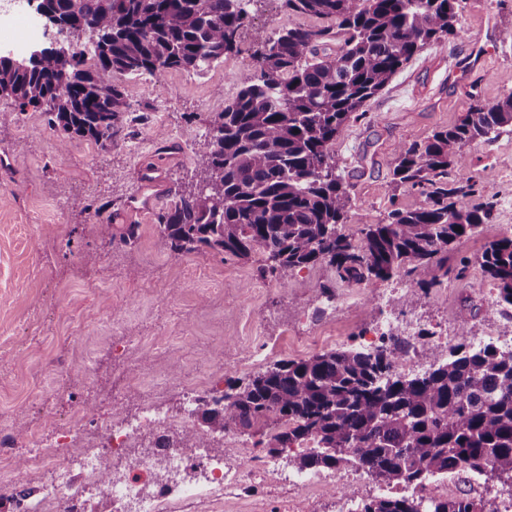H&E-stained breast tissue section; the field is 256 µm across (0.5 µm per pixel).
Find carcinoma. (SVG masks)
Here are the masks:
<instances>
[{
    "instance_id": "obj_1",
    "label": "carcinoma",
    "mask_w": 512,
    "mask_h": 512,
    "mask_svg": "<svg viewBox=\"0 0 512 512\" xmlns=\"http://www.w3.org/2000/svg\"><path fill=\"white\" fill-rule=\"evenodd\" d=\"M255 0H36L71 34L94 30L91 60L54 43L40 55L0 54V98L33 107L69 137L103 146L131 115L115 76L173 69L195 74L240 52ZM312 24L254 32L255 74L213 121L195 151L202 184L157 214L160 246L208 249L240 259L265 255L263 272L284 283L294 270L327 265L334 279L369 284L407 276L427 293L464 278L468 260L448 252L492 220L499 193L468 176L461 150L512 133V92L492 103L471 96L458 122L399 152L394 187L418 192L415 209H392L356 241L341 232L350 195L336 141L351 120L413 57L460 36L463 0H276ZM479 265L500 303L512 308V235L490 242ZM398 345L333 350L282 360L199 407L204 448L232 427L266 438L298 471L368 469L389 486L424 488L464 465L484 483L512 489V351L465 342L412 378L393 375ZM313 448H300L306 439ZM355 512H490L484 498L400 495Z\"/></svg>"
}]
</instances>
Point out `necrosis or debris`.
I'll return each instance as SVG.
<instances>
[{
    "mask_svg": "<svg viewBox=\"0 0 512 512\" xmlns=\"http://www.w3.org/2000/svg\"><path fill=\"white\" fill-rule=\"evenodd\" d=\"M24 23L22 40L10 38L16 23ZM63 32L47 28L34 7V0H0V49L25 53L36 45L63 39ZM380 315L362 341L366 348L389 347L395 338L405 342L399 366L417 364L425 343L419 330L391 303L381 297ZM112 349L127 380L126 390L113 392V400L124 398L126 391L139 393L140 404L135 416L112 418L101 414L88 416L79 402H72L67 417L54 424L51 435L34 433L28 436L25 459L33 488L13 482V465L17 458V440L8 411H0V482L8 484L16 512H89L91 497H98L107 512H157L158 498L168 497L181 502L202 496L224 494L251 495L257 480H287L298 494L325 484L338 495L348 494L354 485L372 486L373 476L355 471L353 479L319 472H295L282 475L270 460L252 453L235 431L224 434L233 447L231 458L216 456L206 449L187 453L180 448L172 431H189L201 404L222 396L224 371L245 368L266 362L276 348L256 337L242 343L240 356L210 357L205 367L196 369L183 383L184 410L172 417L159 406L169 386L165 375H154L143 367L142 353L130 346L123 336L120 321L112 323ZM152 432L154 445L150 452L134 456L130 450L144 432ZM77 455H70V448ZM111 460L112 474L104 476L103 460ZM164 470L161 482H153L156 470Z\"/></svg>",
    "mask_w": 512,
    "mask_h": 512,
    "instance_id": "4bbe7bcc",
    "label": "necrosis or debris"
}]
</instances>
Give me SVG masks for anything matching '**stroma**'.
<instances>
[{
  "label": "stroma",
  "instance_id": "obj_1",
  "mask_svg": "<svg viewBox=\"0 0 512 512\" xmlns=\"http://www.w3.org/2000/svg\"><path fill=\"white\" fill-rule=\"evenodd\" d=\"M461 38L439 41L410 60L371 99L363 119L350 122L336 144L342 175L350 193L349 220L343 231L358 236L364 225L384 221L393 207L415 208L420 196L394 190L390 171L405 145L454 124L471 95L488 102L512 91V0H465ZM275 12L269 0L252 8L242 32L240 53L226 57L201 74L168 71L158 84L141 86L126 75L121 83L135 117L127 135L104 148L85 139L64 138L51 128L44 112L19 109L0 98V345L13 346L17 358L11 381L0 390V409L22 418L25 433L46 431L67 404L55 391L52 360L62 350L92 351L76 361L69 388L89 409L118 410L129 416L135 401L112 406L103 395L122 385L112 358L113 313H121L126 335L159 336L177 329L179 318L194 323L199 335L223 322L230 339L264 337L277 348V359L299 360L357 346L377 319L369 296L384 290L371 283L363 297L339 287L342 305L333 324H315L305 314L321 300V286L331 276L318 266L294 274L289 287L268 280L255 296L254 283L264 264L261 252L240 260L205 254L217 281H183L187 255L160 248L157 213L175 193L195 190L199 181L193 153L226 100L241 81L253 75L255 28L294 24ZM476 62L468 74L459 60ZM466 173L476 181H493L501 202L491 223L461 239L450 261L472 259L467 278L446 288L419 294L408 316L425 332L444 323L468 321L473 335L497 326L475 259L489 242L512 225V134L492 143L480 140L462 150ZM157 168L162 192L150 205L143 169ZM110 235H103V225ZM139 227L135 244L120 241L123 225ZM230 290L236 310L225 315L209 305L212 287Z\"/></svg>",
  "mask_w": 512,
  "mask_h": 512
}]
</instances>
